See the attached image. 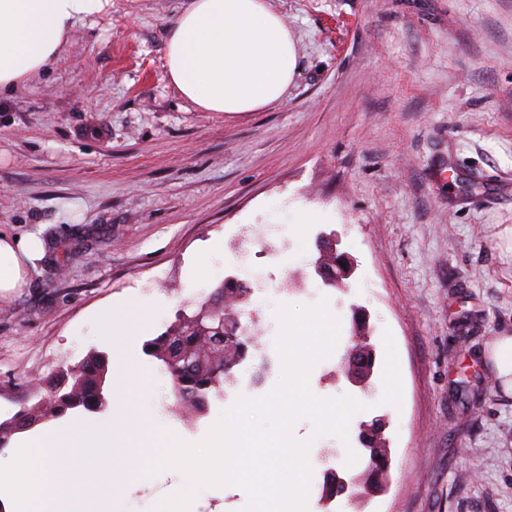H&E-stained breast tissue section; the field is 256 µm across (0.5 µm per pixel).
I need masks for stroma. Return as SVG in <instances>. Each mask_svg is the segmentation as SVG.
Segmentation results:
<instances>
[{
    "instance_id": "35a3bbf8",
    "label": "stroma",
    "mask_w": 512,
    "mask_h": 512,
    "mask_svg": "<svg viewBox=\"0 0 512 512\" xmlns=\"http://www.w3.org/2000/svg\"><path fill=\"white\" fill-rule=\"evenodd\" d=\"M269 3L298 52L283 100L263 110L204 112L176 91L164 44L187 0H106L49 70L0 95V232L46 248L25 287L0 295V421L87 356L120 352L147 382L149 416L200 440L239 389L178 420L148 341L261 267L288 289L254 293L243 328L275 326L277 304L315 303V243L332 234L357 270L324 291L343 340L310 387L368 408L350 445L315 440L328 459L308 512H512V390L488 358L512 336V0ZM270 224L297 266L267 261ZM205 258L214 273L197 287ZM142 301L153 322L118 348L99 335L100 310ZM358 307L375 351L363 389L341 368ZM377 417L389 482L367 495L356 436ZM332 470L349 487L327 502Z\"/></svg>"
}]
</instances>
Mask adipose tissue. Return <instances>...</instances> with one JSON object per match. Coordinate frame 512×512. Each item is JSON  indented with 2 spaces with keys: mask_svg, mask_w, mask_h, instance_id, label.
I'll list each match as a JSON object with an SVG mask.
<instances>
[{
  "mask_svg": "<svg viewBox=\"0 0 512 512\" xmlns=\"http://www.w3.org/2000/svg\"><path fill=\"white\" fill-rule=\"evenodd\" d=\"M103 0H0V91L45 71L75 23ZM167 72L205 112H256L284 97L297 65L285 19L268 0H190L165 44ZM44 254L34 234H0V293L26 283Z\"/></svg>",
  "mask_w": 512,
  "mask_h": 512,
  "instance_id": "adipose-tissue-1",
  "label": "adipose tissue"
}]
</instances>
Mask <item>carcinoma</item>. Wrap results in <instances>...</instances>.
<instances>
[{
	"mask_svg": "<svg viewBox=\"0 0 512 512\" xmlns=\"http://www.w3.org/2000/svg\"><path fill=\"white\" fill-rule=\"evenodd\" d=\"M224 297V288L215 290L214 296L202 302L191 315L179 319L149 343L151 355L161 361L171 375L174 393V411L183 415V410L200 411L196 398L209 397L211 392L224 390L227 376L224 375V348L208 345L199 349L196 337L206 336L213 340L219 335L215 331L220 318H207L196 322L201 309L214 306ZM109 359L103 354H93L66 372L68 383L54 389L45 405L35 403L16 413L12 418L0 422V447H6L11 437L24 429L42 423L48 418L58 417L69 411L83 408L101 410L106 401L103 384Z\"/></svg>",
	"mask_w": 512,
	"mask_h": 512,
	"instance_id": "cac0c4a2",
	"label": "carcinoma"
}]
</instances>
